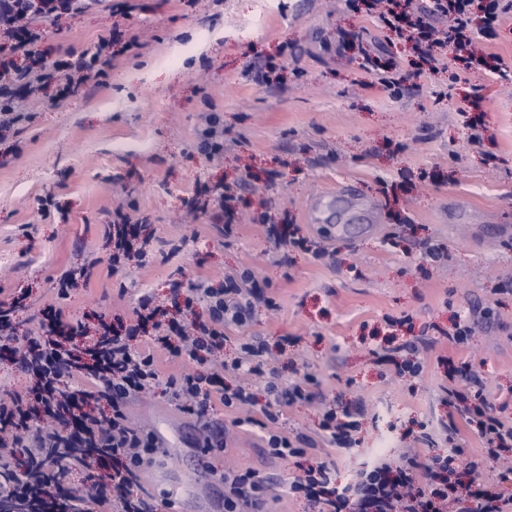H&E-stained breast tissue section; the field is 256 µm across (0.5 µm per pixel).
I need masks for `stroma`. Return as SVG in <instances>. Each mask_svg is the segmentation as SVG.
Here are the masks:
<instances>
[{
	"mask_svg": "<svg viewBox=\"0 0 512 512\" xmlns=\"http://www.w3.org/2000/svg\"><path fill=\"white\" fill-rule=\"evenodd\" d=\"M128 2L125 17L104 0L49 27L41 46L60 59L114 32L124 51L106 76L62 104L31 103L20 132L0 133V301H18L17 335L56 306L59 277L93 255L100 264L65 304L83 322L103 315L126 324L142 293L166 302L173 278L220 288L225 274L249 268L275 306L226 335L289 337L275 353L283 381L306 372L320 380L313 402L284 407L283 432L315 435L329 404L365 409L348 453L323 444L313 452L335 461L338 480L381 453L415 448L426 458L453 442L479 455L464 428L432 446L418 437L447 419L445 388L468 389L464 376H446L444 358L479 371L497 414L512 422V18L485 42L499 72L465 68L442 50L437 71L420 74L378 19L348 0ZM354 32L361 49H340ZM370 57L388 69H369ZM270 58L286 82L267 88L254 67ZM213 112L227 136L223 155L210 160L197 143ZM472 113L486 128L478 144L466 137ZM219 183L234 185L239 199L229 234L214 220L210 189ZM350 188L380 200L378 220H350ZM122 199L137 206L150 259L115 274L105 233ZM259 206L269 223L297 225L312 251L268 240L251 221ZM485 307L489 317L466 343L439 337ZM409 342L426 361L414 381L381 356ZM129 416L178 448L182 431L202 436L156 389L134 400ZM232 420L214 405L210 421L226 442L210 455L215 472L273 477L265 512H318L289 491L299 460L269 456L258 428ZM151 468L159 497L183 500L200 481L189 460L166 452Z\"/></svg>",
	"mask_w": 512,
	"mask_h": 512,
	"instance_id": "35a3bbf8",
	"label": "stroma"
}]
</instances>
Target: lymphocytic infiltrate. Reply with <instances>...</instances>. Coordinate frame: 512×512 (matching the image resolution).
I'll use <instances>...</instances> for the list:
<instances>
[{
	"mask_svg": "<svg viewBox=\"0 0 512 512\" xmlns=\"http://www.w3.org/2000/svg\"><path fill=\"white\" fill-rule=\"evenodd\" d=\"M102 0H0V128L14 126L17 88L42 92L49 86H80L112 67L113 38H99L93 49L71 55L63 62L39 49L46 26L61 17L83 14ZM480 7L486 23L512 14V0H446L441 13L453 26L446 33L456 54L485 59L486 51L474 39L469 25L473 7ZM413 0H402L399 12L384 16V24L398 36L413 41L426 64L432 28L411 20ZM252 270L229 276L224 287L176 281L172 289L182 298L179 317L163 319L150 296L139 299L135 320L115 327L106 320L95 326L71 321L63 308H51L55 333L19 341L0 309V350L26 371L30 383L24 392L0 398V504L19 503L24 512H157L156 498L142 489L139 473L162 442L150 431L133 427L126 416L129 400L163 386L171 403L185 413L204 418L214 403L237 412L259 407L256 425L268 453L287 460L307 455L317 443L347 449L354 443L359 410L330 408L323 412L317 437L278 431L283 403L311 400L318 381L313 374L282 383L269 366L270 351L263 341L249 337L238 344L234 360L224 357V328L244 324L262 293L254 288ZM197 369L161 378L157 351ZM258 378L263 399L245 388L231 386L230 377ZM472 390L456 395L455 408L475 435L487 458L499 460L512 452V423L502 421L478 374L470 376ZM79 416V434L67 436L61 420ZM463 448L447 455L402 461L376 458L360 470L354 485L337 481L331 462L308 466L289 486L293 495L321 503V512H503L500 495L481 490L467 500L449 494L448 478L456 472ZM96 470L89 495L73 493L62 501L54 494L61 479ZM224 512H239L240 505L260 512L271 481L254 471H224Z\"/></svg>",
	"mask_w": 512,
	"mask_h": 512,
	"instance_id": "obj_1",
	"label": "lymphocytic infiltrate"
}]
</instances>
